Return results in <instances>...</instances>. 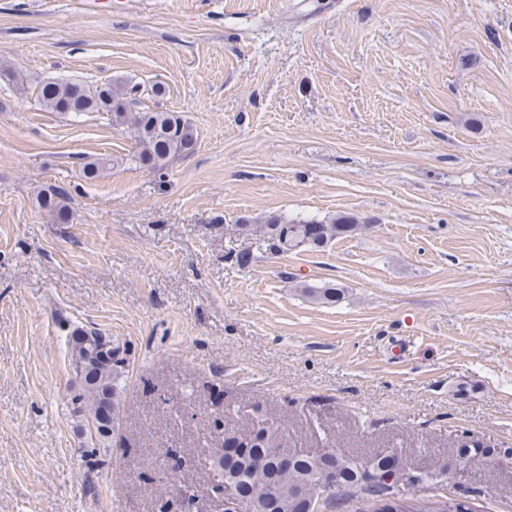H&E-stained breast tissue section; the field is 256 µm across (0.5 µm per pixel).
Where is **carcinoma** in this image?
Returning a JSON list of instances; mask_svg holds the SVG:
<instances>
[{"instance_id": "carcinoma-1", "label": "carcinoma", "mask_w": 512, "mask_h": 512, "mask_svg": "<svg viewBox=\"0 0 512 512\" xmlns=\"http://www.w3.org/2000/svg\"><path fill=\"white\" fill-rule=\"evenodd\" d=\"M138 93L139 87L118 82L93 91L71 81H46L38 88L39 100L53 112H105L113 125L133 129L139 147L136 159L158 173L167 169L172 158L192 152L196 138L192 126L180 113L138 106ZM38 204L58 221L67 220L65 193L54 190L39 198ZM265 228L272 246L288 252L307 246L322 247L355 234L362 224L348 214H340L327 223L274 216L267 220ZM304 292L326 304H333L340 297L339 289L333 287L306 288ZM68 347L89 418L98 434H107L112 431L119 408L118 380L125 369V350L112 346V337L83 327L71 332ZM257 428L260 432L269 431L268 437L255 438L247 454L218 462L224 477L243 489L246 512H305L300 491L309 488L320 493L324 486L317 484V480L326 470L334 472L339 483L335 491L327 494V500L333 503L338 497L347 499L362 491L379 503L373 512H434L428 502L412 503L401 511L395 501L381 499L388 488L397 495L400 490L385 483L380 459L374 462L372 474L366 471V459L343 457L333 451L295 452L285 467L281 456L288 449L284 448L277 429L267 423Z\"/></svg>"}]
</instances>
